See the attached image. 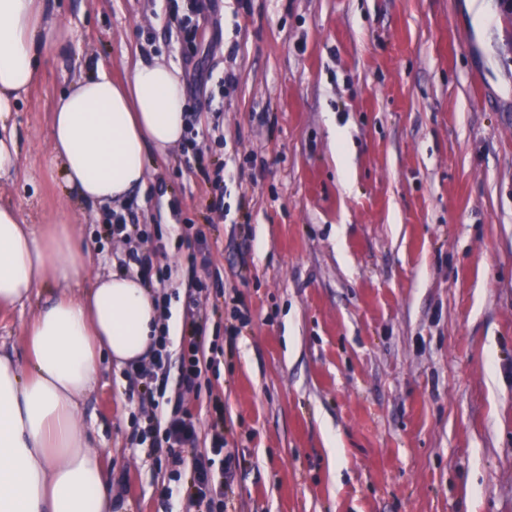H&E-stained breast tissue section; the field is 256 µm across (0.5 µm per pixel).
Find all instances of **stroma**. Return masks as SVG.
<instances>
[{
  "label": "stroma",
  "instance_id": "obj_1",
  "mask_svg": "<svg viewBox=\"0 0 512 512\" xmlns=\"http://www.w3.org/2000/svg\"><path fill=\"white\" fill-rule=\"evenodd\" d=\"M490 2L479 35L467 0H219L189 49L169 0H46L72 38L0 121L18 155L0 203L126 270L52 158L53 111L100 67L180 71L195 145L152 156L133 221L171 271L173 339L224 349L197 393L170 365L166 396L198 430L181 456L211 455L235 512H512V17ZM82 411L114 512L184 503L188 475L132 439L147 412L125 370L101 361Z\"/></svg>",
  "mask_w": 512,
  "mask_h": 512
}]
</instances>
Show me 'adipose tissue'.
<instances>
[{
	"label": "adipose tissue",
	"mask_w": 512,
	"mask_h": 512,
	"mask_svg": "<svg viewBox=\"0 0 512 512\" xmlns=\"http://www.w3.org/2000/svg\"><path fill=\"white\" fill-rule=\"evenodd\" d=\"M71 34L43 0H0V112L37 80ZM186 97L154 57L126 80L81 77L58 101L50 151L90 205H118L148 178L149 150L184 139ZM89 251L67 223L28 224L0 205V311L38 301L24 359L0 354V512H112V483L81 410L102 357L141 366L158 333L156 297L133 274L89 276Z\"/></svg>",
	"instance_id": "adipose-tissue-1"
}]
</instances>
